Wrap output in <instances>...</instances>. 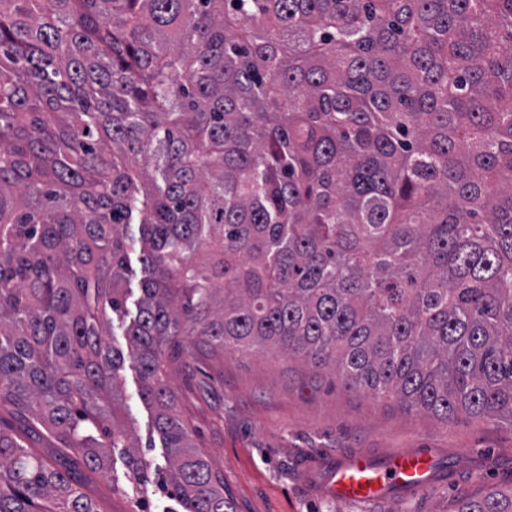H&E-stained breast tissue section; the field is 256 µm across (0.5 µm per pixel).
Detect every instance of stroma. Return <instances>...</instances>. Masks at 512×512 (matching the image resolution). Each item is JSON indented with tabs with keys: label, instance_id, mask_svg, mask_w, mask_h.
Segmentation results:
<instances>
[{
	"label": "stroma",
	"instance_id": "obj_1",
	"mask_svg": "<svg viewBox=\"0 0 512 512\" xmlns=\"http://www.w3.org/2000/svg\"><path fill=\"white\" fill-rule=\"evenodd\" d=\"M171 387L195 445L224 479L235 512H454L463 498L512 484V427L459 416L451 421L404 410L346 389L335 375L277 352H209L182 344L169 366ZM127 424L140 453L165 467V450L140 398L132 369L121 373ZM432 449L439 477L421 494L370 504L339 502L307 490L301 460L313 453L364 451L386 455ZM92 495L103 512H175L154 487L129 482L124 449L111 452Z\"/></svg>",
	"mask_w": 512,
	"mask_h": 512
}]
</instances>
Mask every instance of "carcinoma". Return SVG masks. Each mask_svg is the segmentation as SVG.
<instances>
[{
  "mask_svg": "<svg viewBox=\"0 0 512 512\" xmlns=\"http://www.w3.org/2000/svg\"><path fill=\"white\" fill-rule=\"evenodd\" d=\"M194 337L512 427V0H0V512H102L6 414L234 512L168 383ZM123 381V399L128 410L127 424L137 449L152 462L153 467H165V450L156 432L152 430V418L149 409L141 401V384L138 374L130 367L121 372Z\"/></svg>",
  "mask_w": 512,
  "mask_h": 512,
  "instance_id": "obj_1",
  "label": "carcinoma"
}]
</instances>
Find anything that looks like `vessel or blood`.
I'll list each match as a JSON object with an SVG mask.
<instances>
[{
  "label": "vessel or blood",
  "instance_id": "b4317fda",
  "mask_svg": "<svg viewBox=\"0 0 512 512\" xmlns=\"http://www.w3.org/2000/svg\"><path fill=\"white\" fill-rule=\"evenodd\" d=\"M302 465L316 490L329 498L370 503L395 494H419L434 483L435 458L428 451L389 454L384 459L366 453L312 455Z\"/></svg>",
  "mask_w": 512,
  "mask_h": 512
}]
</instances>
